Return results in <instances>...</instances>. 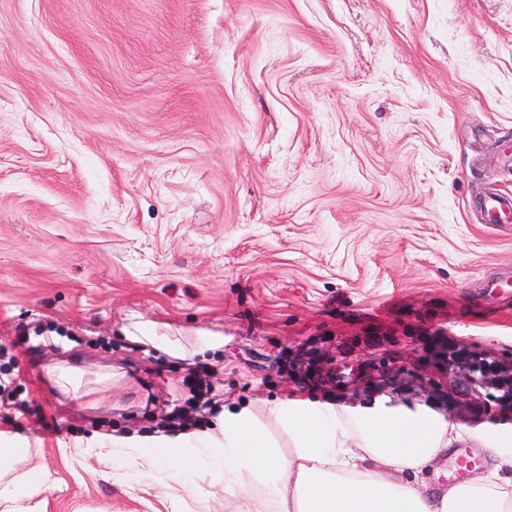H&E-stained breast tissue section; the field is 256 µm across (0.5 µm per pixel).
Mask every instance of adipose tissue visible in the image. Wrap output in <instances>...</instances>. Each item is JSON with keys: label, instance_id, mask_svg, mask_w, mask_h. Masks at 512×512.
Wrapping results in <instances>:
<instances>
[{"label": "adipose tissue", "instance_id": "1", "mask_svg": "<svg viewBox=\"0 0 512 512\" xmlns=\"http://www.w3.org/2000/svg\"><path fill=\"white\" fill-rule=\"evenodd\" d=\"M126 339L177 360L224 344L202 335L188 347L147 322ZM466 440L482 448L487 470L436 492L419 483L451 444ZM74 455L96 458L116 482L157 477L171 491L212 476L224 487V512H512V425L468 430L431 407L382 400L355 409L309 398L233 406L204 429L101 438ZM48 486L36 451L0 436V512H20Z\"/></svg>", "mask_w": 512, "mask_h": 512}]
</instances>
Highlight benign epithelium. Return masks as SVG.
I'll return each instance as SVG.
<instances>
[{
  "label": "benign epithelium",
  "instance_id": "obj_1",
  "mask_svg": "<svg viewBox=\"0 0 512 512\" xmlns=\"http://www.w3.org/2000/svg\"><path fill=\"white\" fill-rule=\"evenodd\" d=\"M299 382L336 389L370 403L396 390L434 401L458 417L475 414L491 396L512 402V363L489 359L461 346L424 345L407 354L384 352L348 360L323 347H311L290 361Z\"/></svg>",
  "mask_w": 512,
  "mask_h": 512
}]
</instances>
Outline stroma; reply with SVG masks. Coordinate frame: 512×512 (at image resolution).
I'll return each mask as SVG.
<instances>
[{
    "label": "stroma",
    "mask_w": 512,
    "mask_h": 512,
    "mask_svg": "<svg viewBox=\"0 0 512 512\" xmlns=\"http://www.w3.org/2000/svg\"><path fill=\"white\" fill-rule=\"evenodd\" d=\"M492 191L512 197V0H0V431L53 479L38 512H224L213 478L169 496L71 455L187 396L189 361L124 340L137 318L223 335L228 406L344 403L289 378L313 342L437 332L512 362Z\"/></svg>",
    "instance_id": "obj_1"
}]
</instances>
